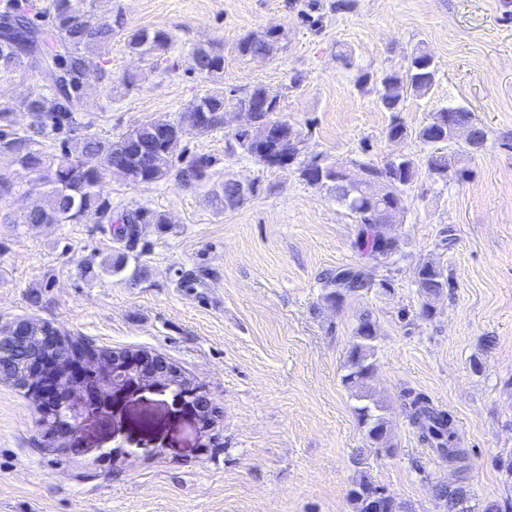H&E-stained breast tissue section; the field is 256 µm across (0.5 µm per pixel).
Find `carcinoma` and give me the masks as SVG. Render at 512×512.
Here are the masks:
<instances>
[{
    "label": "carcinoma",
    "instance_id": "obj_1",
    "mask_svg": "<svg viewBox=\"0 0 512 512\" xmlns=\"http://www.w3.org/2000/svg\"><path fill=\"white\" fill-rule=\"evenodd\" d=\"M89 10L79 15L72 8L71 0H49L44 5L50 28L42 30L34 26L28 17L12 9L10 0L0 7V20L14 17L30 32L42 36L43 44L58 58L72 59L76 68L86 67L98 71L100 78L107 77L102 65L101 50L112 41V25L102 17L108 0H88ZM283 32L269 28L263 34L248 33L238 39L236 52L242 57L252 58L257 54L276 59L280 51ZM173 44L172 35L163 29H138L127 35L126 48L142 58L162 56ZM22 40L13 35H0V73L13 72L27 67L40 70V61L33 56L24 61L20 58ZM190 68L198 74L211 77L224 69V55L205 46L196 47L190 54ZM377 100L382 109L395 114L387 128V137L403 139L407 129L397 114L402 111L410 96L427 95L436 82V70L430 55L421 53L412 56L405 73H386L376 79ZM265 90L254 88L243 97L235 99L237 108L247 107L263 125L271 127L270 137L259 144L248 142L242 134L233 138L246 155L262 156L268 152L277 157L276 167L286 168L302 153L304 139L287 120L278 116L279 103L266 104ZM83 93L72 96L69 81L44 80L39 90L19 103L0 100V157L11 160L27 172L40 171L48 190L41 201L30 207L21 220L9 213L0 212V223L16 224H80L95 216L98 222L114 223L116 232L129 241L137 236L140 224H167V216L161 212L138 208L112 219V204L103 195L107 181L117 179L126 183L149 184L164 179L172 167L173 157L180 154L183 135L188 131L203 136L223 126L226 100L224 93L212 91L191 101L175 121L166 122L163 141L150 147L145 162L138 160V148L155 138L153 121L141 123L112 139H103L95 134L84 135L81 146L99 159L95 170L80 171L69 154L56 159L47 151L48 145L64 133L73 130L78 123L77 113L82 111ZM36 113L34 125L19 129L13 114L24 109ZM448 108H439L432 120L423 125L416 138L424 147L425 165L429 174L448 178L452 158L437 144V140L448 136V128L436 125L435 120L445 118ZM211 159L206 155L196 157L180 177L188 185L207 177ZM327 169L326 189L333 192L358 224L356 247L366 256L383 263L399 252L398 240L386 234V223L402 222L405 212V195L418 174L414 157L389 161L383 167L371 163L361 165L363 180L352 182L344 176L331 173L332 166L316 157L298 166L299 178L308 185H316L318 172ZM454 169V168H452ZM455 177H467L464 168L454 169ZM414 283L423 296L421 314L429 317L434 312L433 301L448 287L441 269L431 262L419 264L414 272ZM376 287L370 272L362 266L338 268L325 274L321 288L323 299L339 306L351 295L368 292ZM379 338L378 325L370 314L360 317L354 328L353 341L344 363L342 384L354 391L356 397L364 393L373 374L372 359ZM25 364V352L19 350L0 358V368L5 371V381L13 384ZM41 411V423L47 427L63 414V399L59 396H43L24 391ZM404 408L409 425L418 433L420 442L432 449L439 458L448 463L457 474V482L448 484L437 480L432 484L435 497L443 503L445 512H473L467 475L471 469L467 449L461 446L455 416L435 405L421 392H404ZM379 405H363L357 408L359 423L365 428L367 437L376 444L386 443L387 426L382 415L377 413ZM384 489L363 473L349 491L353 512H371L372 502Z\"/></svg>",
    "mask_w": 512,
    "mask_h": 512
}]
</instances>
